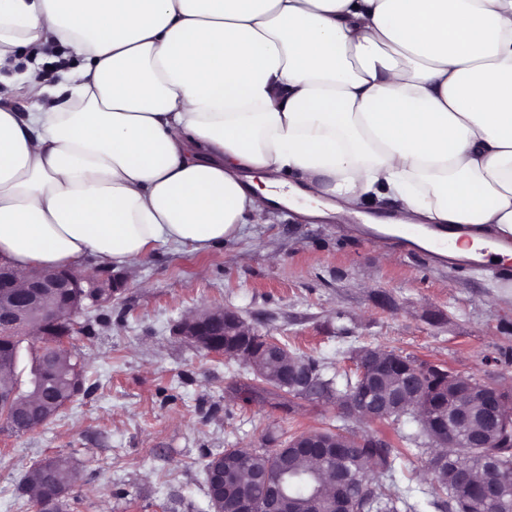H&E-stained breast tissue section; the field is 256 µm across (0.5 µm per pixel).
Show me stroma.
I'll list each match as a JSON object with an SVG mask.
<instances>
[{
    "label": "stroma",
    "mask_w": 512,
    "mask_h": 512,
    "mask_svg": "<svg viewBox=\"0 0 512 512\" xmlns=\"http://www.w3.org/2000/svg\"><path fill=\"white\" fill-rule=\"evenodd\" d=\"M397 210L382 199L359 217L310 220L278 206L204 252L155 245L111 304L75 318L69 349L85 361V393L31 431L0 432V512H37L26 480L47 457L74 468L64 512H212L207 460L339 425L392 443L408 436L399 469L379 481L416 512H441L428 471L436 449L415 424L343 422L316 398L290 414L243 402L236 389L250 365L175 332L188 314L221 307L316 359L327 379L354 372L352 353L377 346L512 391V288L487 264L368 233L367 218L383 224Z\"/></svg>",
    "instance_id": "1"
}]
</instances>
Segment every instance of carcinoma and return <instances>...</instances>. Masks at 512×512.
<instances>
[{"instance_id": "carcinoma-1", "label": "carcinoma", "mask_w": 512, "mask_h": 512, "mask_svg": "<svg viewBox=\"0 0 512 512\" xmlns=\"http://www.w3.org/2000/svg\"><path fill=\"white\" fill-rule=\"evenodd\" d=\"M71 331L66 325H52L43 329L34 341L47 347L48 352L55 358V364L44 369L42 380L51 400L30 410L31 388L25 386L21 379V371L15 362V350L20 348L23 340L12 336L0 337V387L4 391H14L16 395L4 420L0 421V431L22 433L29 428L22 427L18 419H31L41 416L54 417L60 407L72 401L84 390V366L77 356L61 347L64 335ZM296 353L285 344H278L276 353L266 357L260 363L259 369L253 371L256 385L244 384L237 388L238 395L244 402L251 401L258 392L262 391L274 401V407L287 413L294 409V401L288 383V371L291 368ZM404 383L394 372L369 390L368 403L383 405L387 403L394 392L402 388ZM412 401L403 407L400 416L410 417L420 425L421 433L428 439H433V431L439 424L422 419L424 412L435 414L438 410H448V378H439L433 371L422 381H416L407 390ZM324 434L336 439V443L349 444L354 450L344 455H328L314 464L312 457L296 443L303 435L293 436L283 447L257 450L255 448H229L224 455L209 460L206 468L224 465L242 472L243 477L234 483L224 502L211 503L213 512H232L234 501L244 497L252 500L256 512H270L273 508L280 512H313L303 480L313 477L316 472L324 473L334 482L326 483L314 477V483L320 496L329 501L340 502L360 498L361 483L371 485L369 493L361 498L359 507L362 512H396L400 498L390 489L374 482L373 472L391 473L395 471V463L401 452L391 444H382L372 439L359 443L360 436L345 434L342 428L336 431L326 430ZM463 458L476 476H488L494 472L506 479V488L511 490L508 496L497 503L482 504L476 501L469 492L455 489L448 481L452 464L438 472L435 490L437 494L446 495L440 508L445 512H512V447L500 448L492 456H488L481 448L461 449ZM288 474V494H280L278 477ZM72 482V469L68 462L60 458H45L32 469L29 485L36 486L35 503L53 500L54 512H62L63 497Z\"/></svg>"}]
</instances>
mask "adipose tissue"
<instances>
[{
  "mask_svg": "<svg viewBox=\"0 0 512 512\" xmlns=\"http://www.w3.org/2000/svg\"><path fill=\"white\" fill-rule=\"evenodd\" d=\"M0 257L135 273L284 204L396 201L439 257L512 264V0H0ZM492 229L494 239L481 235Z\"/></svg>",
  "mask_w": 512,
  "mask_h": 512,
  "instance_id": "ef3b65f1",
  "label": "adipose tissue"
}]
</instances>
